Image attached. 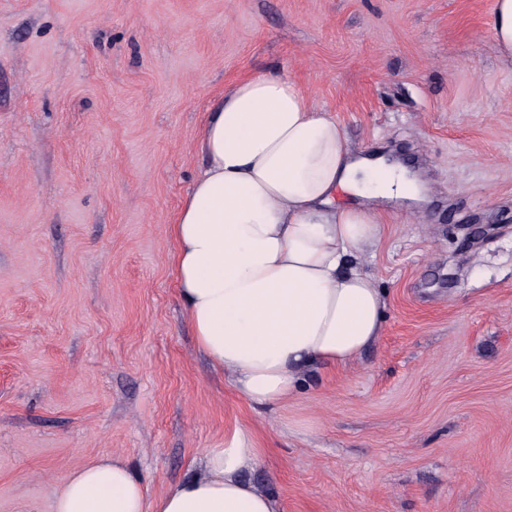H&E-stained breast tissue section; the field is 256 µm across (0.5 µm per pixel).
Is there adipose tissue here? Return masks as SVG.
I'll use <instances>...</instances> for the list:
<instances>
[{"label":"adipose tissue","mask_w":512,"mask_h":512,"mask_svg":"<svg viewBox=\"0 0 512 512\" xmlns=\"http://www.w3.org/2000/svg\"><path fill=\"white\" fill-rule=\"evenodd\" d=\"M202 167L167 227L178 295L198 349L252 403L274 406L320 366L346 368L383 331L385 302L357 255L387 225L378 199L417 202L415 174L353 150L331 111L285 74L238 81L197 137ZM358 203L336 206L337 188ZM244 433L203 474L155 499L127 462L72 471L54 512H282L241 478L259 461Z\"/></svg>","instance_id":"adipose-tissue-1"}]
</instances>
